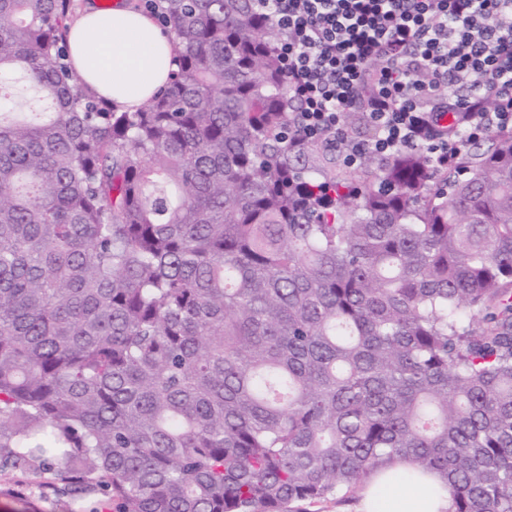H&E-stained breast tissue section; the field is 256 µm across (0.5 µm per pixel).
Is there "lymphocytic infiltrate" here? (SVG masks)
<instances>
[{
  "mask_svg": "<svg viewBox=\"0 0 512 512\" xmlns=\"http://www.w3.org/2000/svg\"><path fill=\"white\" fill-rule=\"evenodd\" d=\"M281 32L279 58L307 141L344 160L424 150L435 170L463 141L512 128V0H256ZM356 110L368 138L348 134ZM460 116L464 140L443 118Z\"/></svg>",
  "mask_w": 512,
  "mask_h": 512,
  "instance_id": "obj_1",
  "label": "lymphocytic infiltrate"
}]
</instances>
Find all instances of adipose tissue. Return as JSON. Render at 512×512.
I'll use <instances>...</instances> for the list:
<instances>
[{"instance_id":"obj_1","label":"adipose tissue","mask_w":512,"mask_h":512,"mask_svg":"<svg viewBox=\"0 0 512 512\" xmlns=\"http://www.w3.org/2000/svg\"><path fill=\"white\" fill-rule=\"evenodd\" d=\"M73 62L89 89L123 111H134L165 85L176 68L170 37L133 8L86 5L68 29ZM447 490L433 480L373 478L358 512H447Z\"/></svg>"}]
</instances>
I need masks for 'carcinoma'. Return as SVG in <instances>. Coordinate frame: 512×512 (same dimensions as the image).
Listing matches in <instances>:
<instances>
[{
  "mask_svg": "<svg viewBox=\"0 0 512 512\" xmlns=\"http://www.w3.org/2000/svg\"><path fill=\"white\" fill-rule=\"evenodd\" d=\"M177 69L84 88L73 0H0V467L117 512H291L410 467L512 512V129L446 173L293 126L254 0H151Z\"/></svg>",
  "mask_w": 512,
  "mask_h": 512,
  "instance_id": "cac0c4a2",
  "label": "carcinoma"
}]
</instances>
